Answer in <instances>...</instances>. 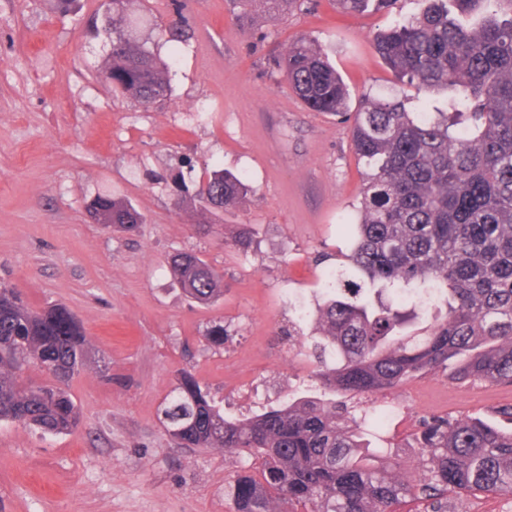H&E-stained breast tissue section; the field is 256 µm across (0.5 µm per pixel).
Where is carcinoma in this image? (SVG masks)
<instances>
[{"label": "carcinoma", "instance_id": "carcinoma-1", "mask_svg": "<svg viewBox=\"0 0 512 512\" xmlns=\"http://www.w3.org/2000/svg\"><path fill=\"white\" fill-rule=\"evenodd\" d=\"M112 40L103 77L112 90L149 108L169 91V63L137 36L133 0H111ZM343 11L390 8L396 0H332ZM419 15L373 37L376 53L417 92L447 93L444 107L412 109L401 95L366 94L353 113L356 155L369 167L349 253L326 271L334 293L318 305L313 353L321 387L333 399L307 397L243 419H229L191 374L180 375L163 411L184 448L261 459L260 477L242 471L224 489L234 512H395L407 499L431 512H454L448 494L512 498V429L479 417L434 414L421 423L418 477L370 447L350 401L448 372L456 383L512 385V0H428ZM273 69L315 112L343 114L349 90L318 44L299 36ZM253 194L240 176L213 169L195 192L199 212L239 209ZM90 215L133 231L143 223L130 204L96 196ZM257 230L240 225L235 245L249 250ZM188 296L209 304L222 275L200 255L171 257ZM433 293V323L404 331ZM88 339L73 314L36 312L0 282V421L57 435L79 424L60 386L85 366ZM455 366L448 369V361ZM36 364L53 384L23 381Z\"/></svg>", "mask_w": 512, "mask_h": 512}]
</instances>
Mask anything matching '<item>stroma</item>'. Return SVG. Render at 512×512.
Masks as SVG:
<instances>
[{
  "label": "stroma",
  "mask_w": 512,
  "mask_h": 512,
  "mask_svg": "<svg viewBox=\"0 0 512 512\" xmlns=\"http://www.w3.org/2000/svg\"><path fill=\"white\" fill-rule=\"evenodd\" d=\"M173 0H135L143 37L171 59L167 97L145 109L113 93L101 74L108 44L91 32L106 0H0V280L32 309L66 307L92 344L66 389L80 427L49 435L0 422V512H232L224 487L241 460L178 447L161 421L181 372L229 417L320 394L309 343L322 276L349 252L344 222L357 214L365 168L351 124L310 110L268 64L295 37L328 53L357 109L364 92L402 89L376 54L374 34L417 14L422 0L347 14L330 0H297L288 14L253 0L240 28L229 0H182L193 34L160 38ZM245 176L255 193L199 229L193 186L207 168ZM100 194L144 217L135 232L97 224ZM257 243L234 247L238 225ZM192 251L223 276L204 305L186 296L170 258ZM223 325L224 342L207 336ZM512 385L427 375L360 398L380 413L372 447L415 465L410 443L424 417L470 414L496 422Z\"/></svg>",
  "instance_id": "35a3bbf8"
}]
</instances>
